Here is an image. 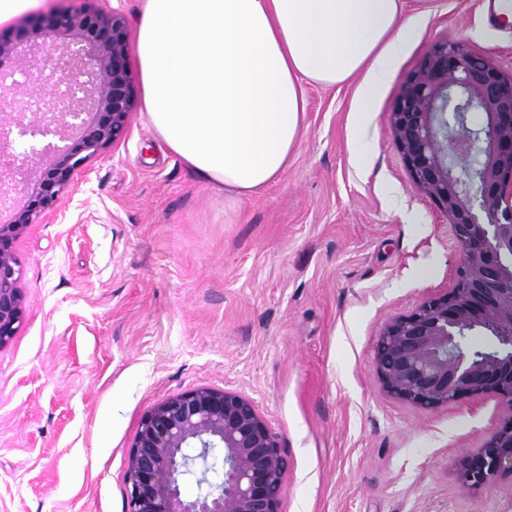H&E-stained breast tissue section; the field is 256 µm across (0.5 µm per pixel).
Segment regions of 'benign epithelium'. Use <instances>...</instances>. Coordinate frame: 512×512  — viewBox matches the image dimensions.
Wrapping results in <instances>:
<instances>
[{
    "label": "benign epithelium",
    "instance_id": "7a95c632",
    "mask_svg": "<svg viewBox=\"0 0 512 512\" xmlns=\"http://www.w3.org/2000/svg\"><path fill=\"white\" fill-rule=\"evenodd\" d=\"M40 61L76 93L46 91ZM35 106L51 119L22 133L51 141L15 166L13 141L0 135V211H9L0 224V348L23 319L17 242L129 127L135 76L126 19L110 0L54 8L0 37V110L20 122ZM474 113L483 120L474 123ZM391 127L414 184L447 214L460 261L446 293L386 323L375 371L388 396L422 410L463 397L497 402V426L457 461L476 489L512 478V76L461 38L436 42L407 75ZM20 184L29 185L21 201ZM475 334L490 345L473 348ZM287 469L250 397L199 387L143 416L127 455L125 512H280Z\"/></svg>",
    "mask_w": 512,
    "mask_h": 512
}]
</instances>
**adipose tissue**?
I'll return each instance as SVG.
<instances>
[{"label": "adipose tissue", "mask_w": 512, "mask_h": 512, "mask_svg": "<svg viewBox=\"0 0 512 512\" xmlns=\"http://www.w3.org/2000/svg\"><path fill=\"white\" fill-rule=\"evenodd\" d=\"M403 0H144L136 24L143 104L167 148L201 179L240 195L288 166L304 83L359 72L364 133L382 78L416 39Z\"/></svg>", "instance_id": "1"}]
</instances>
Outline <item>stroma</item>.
<instances>
[{"instance_id":"stroma-1","label":"stroma","mask_w":512,"mask_h":512,"mask_svg":"<svg viewBox=\"0 0 512 512\" xmlns=\"http://www.w3.org/2000/svg\"><path fill=\"white\" fill-rule=\"evenodd\" d=\"M489 0H404L420 36L381 82L369 152L362 76L304 86L287 169L237 195L199 180L136 104L124 142L17 243L22 326L0 349V512H124L127 451L157 402L209 386L251 397L289 466L281 512H512V479L467 488L455 462L497 423L491 400L424 411L374 370L385 324L444 291L446 215L390 127L428 46L462 37L512 74Z\"/></svg>"}]
</instances>
